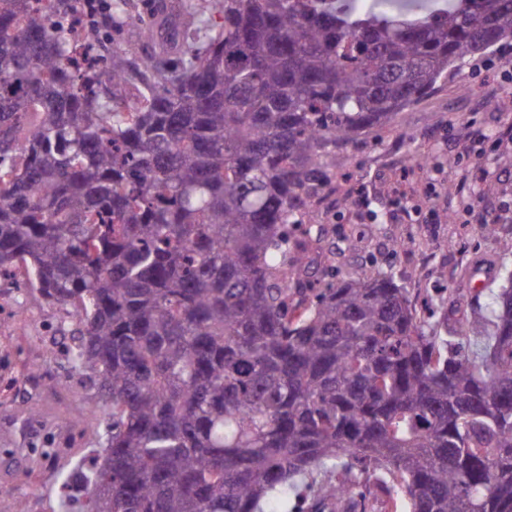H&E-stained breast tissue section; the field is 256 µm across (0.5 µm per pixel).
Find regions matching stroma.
<instances>
[{
    "mask_svg": "<svg viewBox=\"0 0 512 512\" xmlns=\"http://www.w3.org/2000/svg\"><path fill=\"white\" fill-rule=\"evenodd\" d=\"M505 66L478 72L466 62L461 76L399 112L394 132H370L340 152L346 190L363 189L368 204L321 205L300 227L301 238L321 229L323 268L340 279L382 271L436 302L451 293L470 302L497 276L512 240V110L491 105L512 92ZM412 155L428 158L425 172L406 173ZM395 237L406 243L398 253ZM74 329L67 309L28 282L0 278V512L21 500L29 512H62L61 470L100 448L96 427L80 419L98 398L73 368ZM17 412L31 421L21 448L9 423Z\"/></svg>",
    "mask_w": 512,
    "mask_h": 512,
    "instance_id": "1",
    "label": "stroma"
}]
</instances>
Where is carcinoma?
<instances>
[{"label": "carcinoma", "instance_id": "cac0c4a2", "mask_svg": "<svg viewBox=\"0 0 512 512\" xmlns=\"http://www.w3.org/2000/svg\"><path fill=\"white\" fill-rule=\"evenodd\" d=\"M0 0V276L76 322L104 457L77 512H512V274L437 307L386 273L314 287L337 152L512 38V0H178L151 53ZM126 0H114L112 31Z\"/></svg>", "mask_w": 512, "mask_h": 512}]
</instances>
